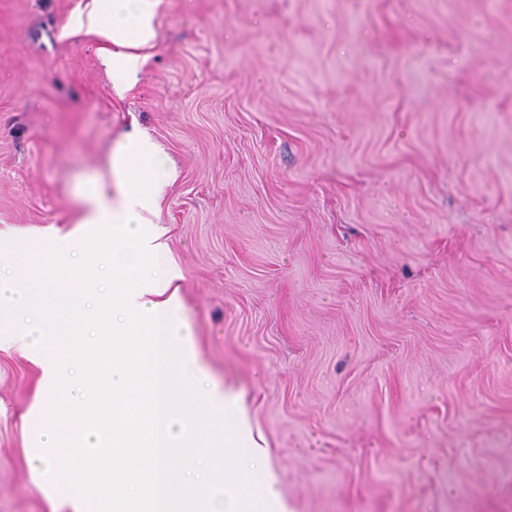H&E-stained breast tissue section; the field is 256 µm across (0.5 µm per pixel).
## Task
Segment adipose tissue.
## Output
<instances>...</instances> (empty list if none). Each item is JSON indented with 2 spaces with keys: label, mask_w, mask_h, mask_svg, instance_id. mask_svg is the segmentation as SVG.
Wrapping results in <instances>:
<instances>
[{
  "label": "adipose tissue",
  "mask_w": 512,
  "mask_h": 512,
  "mask_svg": "<svg viewBox=\"0 0 512 512\" xmlns=\"http://www.w3.org/2000/svg\"><path fill=\"white\" fill-rule=\"evenodd\" d=\"M86 19L67 32L106 39L105 64L117 94L130 91L156 38L161 0H92ZM109 183L91 180L78 194L74 233H52L42 257L18 261L22 230H0V312L8 336L41 369L42 401L33 416V467L54 480L53 492L71 512H176L162 462L116 472L111 449L170 447L199 436L201 446L185 481L197 497L195 512H255L275 491L266 474L243 470L234 454L242 419L232 398L211 392L196 362L192 331L180 313V267L168 256L155 221L173 171L142 131L124 134L109 155ZM184 392L210 404L211 425L175 424L174 375ZM121 393L128 421L115 427L99 402ZM106 453L89 457L92 442ZM71 453L67 470L57 461ZM124 493L109 494L112 480ZM234 495L224 499L214 486Z\"/></svg>",
  "instance_id": "obj_1"
}]
</instances>
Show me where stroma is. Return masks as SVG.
I'll use <instances>...</instances> for the list:
<instances>
[{
    "instance_id": "35a3bbf8",
    "label": "stroma",
    "mask_w": 512,
    "mask_h": 512,
    "mask_svg": "<svg viewBox=\"0 0 512 512\" xmlns=\"http://www.w3.org/2000/svg\"><path fill=\"white\" fill-rule=\"evenodd\" d=\"M89 2L0 0V229H71L139 127L263 512H512V0H162L123 96ZM38 378L0 350V512H51Z\"/></svg>"
}]
</instances>
